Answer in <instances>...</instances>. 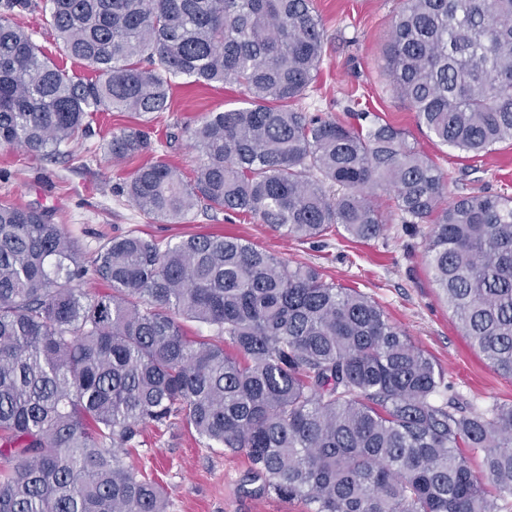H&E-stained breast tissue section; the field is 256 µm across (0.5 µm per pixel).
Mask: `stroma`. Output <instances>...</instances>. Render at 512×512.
Returning <instances> with one entry per match:
<instances>
[{
	"label": "stroma",
	"instance_id": "stroma-1",
	"mask_svg": "<svg viewBox=\"0 0 512 512\" xmlns=\"http://www.w3.org/2000/svg\"><path fill=\"white\" fill-rule=\"evenodd\" d=\"M313 6L327 44L316 82L302 101L306 111L346 125L354 111L374 113L402 129L411 145L441 169L450 193L512 195L511 142L497 144L480 164H472L464 152L432 142L389 85L383 47L398 0H313ZM18 22L70 74L90 76L89 67L62 52L41 13L26 14ZM243 100L236 85L180 84L173 89L169 112L146 123L131 112L102 113L99 129L62 155L51 158L0 147V201L49 210L86 252L131 230L164 243L196 233L240 237L280 260L314 266L326 279L376 301L443 369L462 403L481 408L512 400V380L497 374L470 346L435 287L423 259L422 235L404 233L398 219H391L384 235L369 242L341 231L319 241H300L243 213L199 211L177 224L150 220L121 194V184L141 160L108 159L105 143L112 133L143 125L158 144L159 155L188 181L200 155L191 147L187 129L206 113L240 106ZM129 462L165 487L167 512H306L302 503L252 492L244 482L250 468L245 455L208 447L182 424L148 428Z\"/></svg>",
	"mask_w": 512,
	"mask_h": 512
}]
</instances>
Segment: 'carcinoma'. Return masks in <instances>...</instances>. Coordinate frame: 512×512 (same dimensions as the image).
<instances>
[{
	"mask_svg": "<svg viewBox=\"0 0 512 512\" xmlns=\"http://www.w3.org/2000/svg\"><path fill=\"white\" fill-rule=\"evenodd\" d=\"M40 10L60 69L12 16ZM327 40L312 0H0V146L55 154L99 112H167L180 78L244 88L190 130L193 180L164 159L122 192L178 223L246 213L314 240L426 225L425 261L464 336L512 378V196L448 198L444 173L369 112L298 106ZM385 75L434 142L477 160L512 141V0H400ZM111 160L153 151L140 126ZM100 281L108 291L80 285ZM211 328L193 340L183 321ZM435 361L365 294L237 237L165 246L130 231L92 253L46 210L0 202V512H167L126 465L150 425L243 453L248 481L310 512H502L512 401L464 406ZM483 453L474 472L462 449Z\"/></svg>",
	"mask_w": 512,
	"mask_h": 512,
	"instance_id": "cac0c4a2",
	"label": "carcinoma"
}]
</instances>
